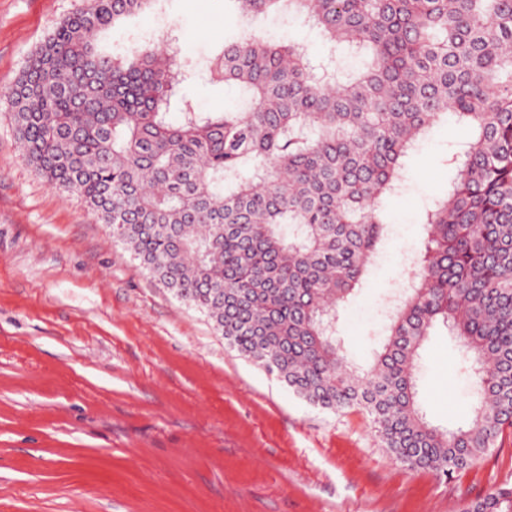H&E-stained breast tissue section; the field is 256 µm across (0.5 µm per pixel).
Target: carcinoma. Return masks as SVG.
<instances>
[{"label":"carcinoma","instance_id":"obj_1","mask_svg":"<svg viewBox=\"0 0 512 512\" xmlns=\"http://www.w3.org/2000/svg\"><path fill=\"white\" fill-rule=\"evenodd\" d=\"M154 2L82 0L34 49L5 95L23 158L309 404L363 413L409 470L474 466L512 428V0H224L248 22L303 19L329 54L314 65L304 45L247 30L211 61L240 105L207 112L179 94L192 61L139 34L100 44ZM340 50L364 59L344 81ZM447 114L469 139L360 372L336 313L362 286L404 159ZM439 323L475 385L453 430L417 400L419 350ZM467 512H512V486Z\"/></svg>","mask_w":512,"mask_h":512}]
</instances>
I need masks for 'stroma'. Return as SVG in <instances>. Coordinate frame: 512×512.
Wrapping results in <instances>:
<instances>
[{"mask_svg": "<svg viewBox=\"0 0 512 512\" xmlns=\"http://www.w3.org/2000/svg\"><path fill=\"white\" fill-rule=\"evenodd\" d=\"M81 0H0V93ZM196 65L181 86L199 109L233 107L206 61L240 32L224 0H167L137 20ZM272 42L322 43L283 13ZM464 136L439 122L406 160L388 231L363 288L342 311L344 350L368 365L384 333L383 298L412 272L422 219L443 193ZM419 396L434 425L471 413L457 344L436 328L421 351ZM512 486V428L473 468L447 478L404 468L359 412L298 398L224 344L207 318L159 288L74 197L22 158L0 104V512H465Z\"/></svg>", "mask_w": 512, "mask_h": 512, "instance_id": "1", "label": "stroma"}]
</instances>
